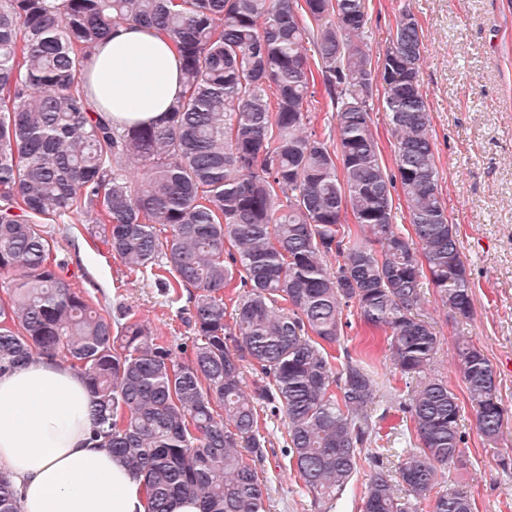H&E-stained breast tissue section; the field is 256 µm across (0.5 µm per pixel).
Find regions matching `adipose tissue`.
Returning a JSON list of instances; mask_svg holds the SVG:
<instances>
[{
	"mask_svg": "<svg viewBox=\"0 0 512 512\" xmlns=\"http://www.w3.org/2000/svg\"><path fill=\"white\" fill-rule=\"evenodd\" d=\"M85 85L117 126L160 121L183 93L172 42L140 26L95 47ZM88 405L84 380L68 367L35 359L0 374V469L21 512H146L143 480L89 443Z\"/></svg>",
	"mask_w": 512,
	"mask_h": 512,
	"instance_id": "ef3b65f1",
	"label": "adipose tissue"
}]
</instances>
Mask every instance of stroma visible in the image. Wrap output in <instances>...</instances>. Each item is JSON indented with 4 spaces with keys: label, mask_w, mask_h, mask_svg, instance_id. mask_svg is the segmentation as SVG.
I'll list each match as a JSON object with an SVG mask.
<instances>
[{
    "label": "stroma",
    "mask_w": 512,
    "mask_h": 512,
    "mask_svg": "<svg viewBox=\"0 0 512 512\" xmlns=\"http://www.w3.org/2000/svg\"><path fill=\"white\" fill-rule=\"evenodd\" d=\"M423 31L420 88L431 118L441 200L457 228L474 284V316L454 318L431 284L420 312L435 328L434 372L464 395L455 345L467 337L495 366L502 402L512 412V0H367L365 40L379 64L401 11ZM63 275L86 280L90 301L111 315L130 310L159 332L180 339L188 330L151 278L131 277L77 219L48 224ZM466 468L449 480L467 491L476 512H512V427L498 443L478 433L463 409ZM258 472L270 488V512H320L289 468L282 446L269 449Z\"/></svg>",
    "instance_id": "35a3bbf8"
}]
</instances>
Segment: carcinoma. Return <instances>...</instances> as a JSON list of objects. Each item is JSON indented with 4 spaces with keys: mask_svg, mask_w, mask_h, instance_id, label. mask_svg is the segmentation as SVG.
<instances>
[{
    "mask_svg": "<svg viewBox=\"0 0 512 512\" xmlns=\"http://www.w3.org/2000/svg\"><path fill=\"white\" fill-rule=\"evenodd\" d=\"M365 2L0 0V273L14 275L0 298V372L35 357L79 372L91 441L143 479L147 512L178 499L269 512L263 413L282 420L290 466L332 512L388 416H374L366 361L332 363L351 307L413 380L396 396L409 450L393 472L374 458L362 512H474L466 491L439 489L467 463L462 406L431 374L438 338L418 313L424 279L456 316L474 309L420 90L423 33L403 12L373 69ZM125 24L160 30L179 54L185 94L161 124L117 127L85 91L92 50ZM319 84L333 148L308 127ZM378 86L397 133L393 173L371 129ZM70 216L128 274L175 301L188 293L187 341L129 311L112 320L62 276L37 219ZM456 357L478 431L495 443L507 419L497 371L464 337ZM0 512H20L2 470Z\"/></svg>",
    "mask_w": 512,
    "mask_h": 512,
    "instance_id": "obj_1",
    "label": "carcinoma"
}]
</instances>
